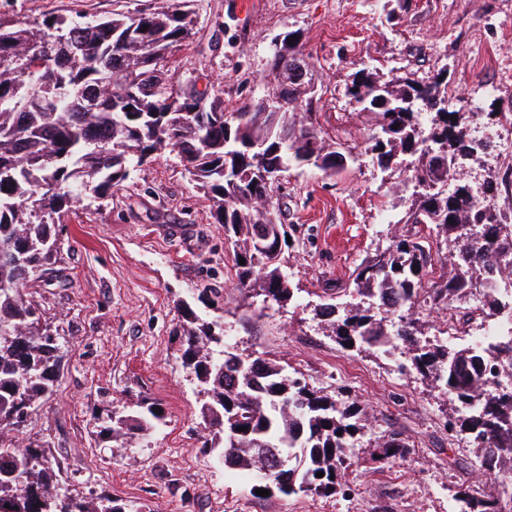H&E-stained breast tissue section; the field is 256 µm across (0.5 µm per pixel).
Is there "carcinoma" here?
I'll use <instances>...</instances> for the list:
<instances>
[{
    "label": "carcinoma",
    "instance_id": "carcinoma-1",
    "mask_svg": "<svg viewBox=\"0 0 512 512\" xmlns=\"http://www.w3.org/2000/svg\"><path fill=\"white\" fill-rule=\"evenodd\" d=\"M68 33L56 20L25 26L0 20V512H133L119 499L102 504L61 491L49 449L15 444L59 378L58 337L25 290L57 262L52 244L65 216L112 195L131 170L170 150L213 201L224 238L245 260L235 263L237 288L281 303L292 297L282 270L286 231L263 174L285 173L304 160L327 171L341 155L317 121L305 80L290 87L291 103L278 112L267 110L264 96L228 112L207 88L176 91L166 84L168 50L189 35L187 17L175 6L93 19L61 40ZM291 37L271 58L277 81L279 64L299 55ZM47 42L54 43L53 58L45 62L36 50ZM447 94L443 71L428 82L408 74L383 81L369 68L354 73L348 95L374 118L369 142L378 164L391 168L402 156L414 158L403 179L412 193L400 223L430 224L440 241L433 247L416 232L398 234L352 273L354 291L371 306L325 303L316 315L344 346L403 347L401 369L446 391L448 428L470 432L480 470L499 486L477 495L464 483L450 510L504 512L503 496L512 501V394L488 389L481 347L421 348L412 317L422 297L430 308L468 302L480 291L479 276L512 256V209L495 206L503 182L477 186L453 166L483 146L471 129L481 113L440 107ZM450 181L452 188L442 190ZM436 253L449 260L448 277L428 292L424 281ZM179 333L182 364L205 397L200 413L210 449L225 466L261 467L264 488L288 495L345 492L353 441L369 420L357 401L321 393L274 361L227 350L221 322L191 309ZM158 409L147 402L134 415L113 411L100 434L122 448L164 423ZM380 448L376 461L384 463L406 452L394 432Z\"/></svg>",
    "mask_w": 512,
    "mask_h": 512
}]
</instances>
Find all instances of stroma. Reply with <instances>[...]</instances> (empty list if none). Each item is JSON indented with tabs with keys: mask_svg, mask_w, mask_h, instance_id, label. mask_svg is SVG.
Here are the masks:
<instances>
[{
	"mask_svg": "<svg viewBox=\"0 0 512 512\" xmlns=\"http://www.w3.org/2000/svg\"><path fill=\"white\" fill-rule=\"evenodd\" d=\"M166 4L190 18L188 37L167 54L168 82L183 89L206 78L229 111L267 93L274 45L296 32L319 122L354 160L331 175L289 168L275 192L291 236L284 272L293 296L280 304L236 288L233 247L176 154L147 161L112 196L69 215L58 263L28 289L59 337L60 377L21 441L49 448L71 494L128 500L142 512H449L477 457L468 434L446 427L447 395L400 374L392 358L339 345L315 310L357 303L353 270L391 244L407 207L398 174L368 150L374 121L347 94L352 74L370 67L428 81L446 71L448 110L488 114L474 130L488 148L463 162L465 176L475 184L512 176L501 123L512 113V0H0V19L73 22ZM173 224L194 225L189 242L172 241ZM188 308L223 313L238 351L277 361L337 398L357 397L370 422L355 442L346 494L262 497L248 475L203 452L198 387L175 333ZM144 399L161 404L164 425L125 451L99 438V418L134 412ZM393 432L407 453L373 462Z\"/></svg>",
	"mask_w": 512,
	"mask_h": 512,
	"instance_id": "1",
	"label": "stroma"
}]
</instances>
